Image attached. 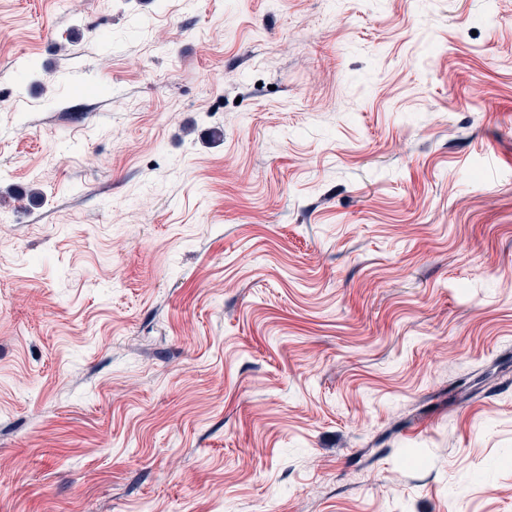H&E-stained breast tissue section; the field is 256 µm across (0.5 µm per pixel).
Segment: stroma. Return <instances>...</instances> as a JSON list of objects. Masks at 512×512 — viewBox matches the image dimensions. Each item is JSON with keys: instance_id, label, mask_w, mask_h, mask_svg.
<instances>
[{"instance_id": "obj_1", "label": "stroma", "mask_w": 512, "mask_h": 512, "mask_svg": "<svg viewBox=\"0 0 512 512\" xmlns=\"http://www.w3.org/2000/svg\"><path fill=\"white\" fill-rule=\"evenodd\" d=\"M512 512V0H0V512Z\"/></svg>"}]
</instances>
